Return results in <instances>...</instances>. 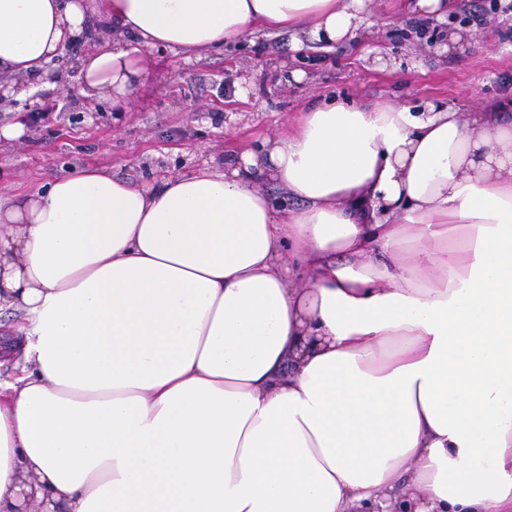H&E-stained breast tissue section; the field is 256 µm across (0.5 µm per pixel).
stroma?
I'll use <instances>...</instances> for the list:
<instances>
[{"label":"stroma","mask_w":512,"mask_h":512,"mask_svg":"<svg viewBox=\"0 0 512 512\" xmlns=\"http://www.w3.org/2000/svg\"><path fill=\"white\" fill-rule=\"evenodd\" d=\"M458 29L470 36L467 51L444 52ZM91 45L77 36L54 60L65 76L55 91L39 92L33 104H0V125L20 112L29 117L20 139L0 141L1 193L84 165L142 186L220 166L243 149L259 151L317 97L364 105L441 100L463 112L512 97V0H457L439 14L392 0L332 50L290 32L248 35L191 58L147 49L146 76L120 107L81 94L78 59ZM294 69L300 80H290ZM241 87L246 96H238ZM49 104L50 119L34 121Z\"/></svg>","instance_id":"obj_1"}]
</instances>
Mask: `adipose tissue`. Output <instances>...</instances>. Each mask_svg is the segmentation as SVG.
<instances>
[{
	"label": "adipose tissue",
	"instance_id": "obj_1",
	"mask_svg": "<svg viewBox=\"0 0 512 512\" xmlns=\"http://www.w3.org/2000/svg\"><path fill=\"white\" fill-rule=\"evenodd\" d=\"M379 0H0L5 95L88 12L121 105L140 45L326 48ZM298 199L275 207L257 179ZM0 512H512V102L311 101L262 153L145 191L82 167L0 193Z\"/></svg>",
	"mask_w": 512,
	"mask_h": 512
}]
</instances>
